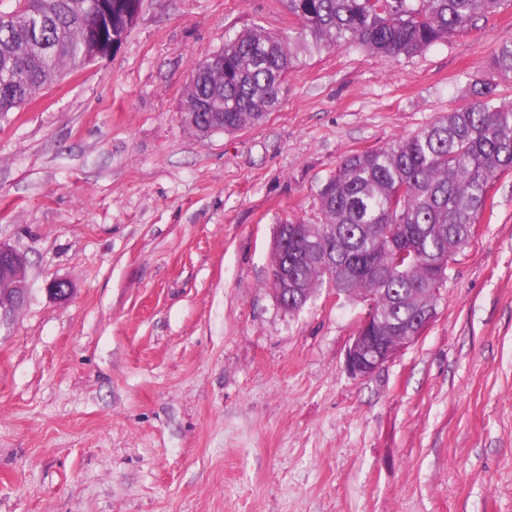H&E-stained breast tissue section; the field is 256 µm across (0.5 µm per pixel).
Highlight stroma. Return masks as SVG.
Here are the masks:
<instances>
[{
    "mask_svg": "<svg viewBox=\"0 0 512 512\" xmlns=\"http://www.w3.org/2000/svg\"><path fill=\"white\" fill-rule=\"evenodd\" d=\"M293 24L280 0H143L110 56L0 117V241L29 261L0 327V512H512V172L436 321L370 377L344 367L360 303L324 285L291 313L270 285L274 226L318 221L342 157L475 81L512 102V0L411 57L303 55L261 124H182L194 60Z\"/></svg>",
    "mask_w": 512,
    "mask_h": 512,
    "instance_id": "stroma-1",
    "label": "stroma"
}]
</instances>
